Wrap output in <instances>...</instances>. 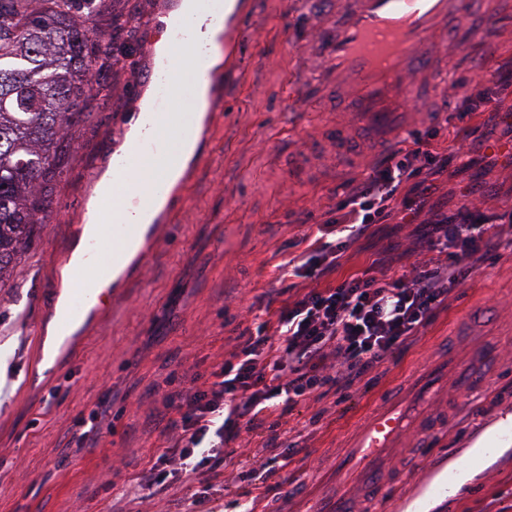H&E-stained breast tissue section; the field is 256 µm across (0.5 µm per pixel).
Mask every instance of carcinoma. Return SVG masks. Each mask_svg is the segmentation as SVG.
Listing matches in <instances>:
<instances>
[{"mask_svg": "<svg viewBox=\"0 0 512 512\" xmlns=\"http://www.w3.org/2000/svg\"><path fill=\"white\" fill-rule=\"evenodd\" d=\"M0 0V286L41 222L55 147L90 89L94 0Z\"/></svg>", "mask_w": 512, "mask_h": 512, "instance_id": "1", "label": "carcinoma"}]
</instances>
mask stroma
I'll list each match as a JSON object with an SVG mask.
<instances>
[{"label":"stroma","mask_w":512,"mask_h":512,"mask_svg":"<svg viewBox=\"0 0 512 512\" xmlns=\"http://www.w3.org/2000/svg\"><path fill=\"white\" fill-rule=\"evenodd\" d=\"M90 20L104 57L126 68L94 65L96 84L58 145V172L46 186L47 209L13 274L0 287V512H302L318 496L357 497L361 471L349 442L381 395L407 382L417 366L437 369V394L419 415L427 422L445 400L458 401L430 448L412 435L383 454L400 471L411 454L419 465L400 484L386 512H499L512 505V251L502 250L457 288L446 310L418 342L385 362L371 386L302 400L277 430L280 447L295 445L285 469L274 470L267 425L242 439L237 480H167L162 492L140 495L134 480L152 448L171 434V396L205 380L228 359L234 338L266 319L268 300L286 288L279 264L303 256L315 232L348 192L336 171L360 182L381 153L353 132L355 150L337 154L332 140L347 123L336 98L321 96L301 111L288 92L298 64L290 45L302 16L293 0H247L245 18L230 31L234 48L210 77L213 123L200 138L180 196L169 200L156 248L127 274L110 313L93 315L71 334L49 327L59 297L68 295L72 248L98 174L120 153L129 119L145 94L161 38L159 22L174 0H96ZM454 52L446 83L416 103L412 127L447 144L454 124L441 107L492 80L512 63V23L482 35L471 23ZM432 176L430 207L452 212L472 198L494 216L512 209V163L503 155ZM414 224L400 219L372 227L353 244L335 284L385 260L403 271ZM111 413L98 442H81L101 398ZM485 452L474 476L446 495L450 465L468 448Z\"/></svg>","instance_id":"obj_1"}]
</instances>
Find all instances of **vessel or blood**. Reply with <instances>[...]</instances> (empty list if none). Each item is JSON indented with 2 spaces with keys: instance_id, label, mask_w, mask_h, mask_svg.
Returning <instances> with one entry per match:
<instances>
[{
  "instance_id": "1",
  "label": "vessel or blood",
  "mask_w": 512,
  "mask_h": 512,
  "mask_svg": "<svg viewBox=\"0 0 512 512\" xmlns=\"http://www.w3.org/2000/svg\"><path fill=\"white\" fill-rule=\"evenodd\" d=\"M327 11V22L306 30L297 44L314 59L316 70L312 85L296 83V99L306 107L313 102L315 89L333 91L348 102L353 127L374 134L390 128L400 135L407 128L394 125L393 118L405 113L406 101L447 81L454 61L447 51L444 27L451 21L467 25L474 0H328ZM177 36L185 40L189 51L172 62L170 70L159 72L156 80L157 104L168 112L177 109V96L170 90L171 71L191 73L199 81L210 76L203 66L209 45L196 44L189 27ZM136 233L135 225L114 223L105 235L89 241L85 281L74 291L73 308L99 313L111 309V289L98 288L97 283L110 278L113 268L123 261L114 243ZM404 427L401 414L387 410L360 438L356 463L368 477L364 493L374 503H381L393 483L381 473L375 458L382 449L393 447Z\"/></svg>"
}]
</instances>
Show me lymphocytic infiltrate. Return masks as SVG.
I'll use <instances>...</instances> for the list:
<instances>
[{
  "instance_id": "f902f5d3",
  "label": "lymphocytic infiltrate",
  "mask_w": 512,
  "mask_h": 512,
  "mask_svg": "<svg viewBox=\"0 0 512 512\" xmlns=\"http://www.w3.org/2000/svg\"><path fill=\"white\" fill-rule=\"evenodd\" d=\"M512 90V75L465 92L454 107L458 119L487 111ZM472 127L459 129L445 153L419 148L390 149L371 175L347 193L340 215L319 225V235L293 274L314 280V288L289 296L256 329H244L229 359L203 387L181 394L180 415L167 445L156 449L138 482L144 490L160 475L197 480L231 464L234 442L254 422L280 426L288 408L328 387L345 391L408 348L447 307L467 277L512 247V210L486 224L480 207L463 204L454 214L426 211L423 199L405 194L427 177L446 171L472 153ZM422 216L421 259L408 271L380 270L317 287L337 268L349 247L395 210Z\"/></svg>"
}]
</instances>
